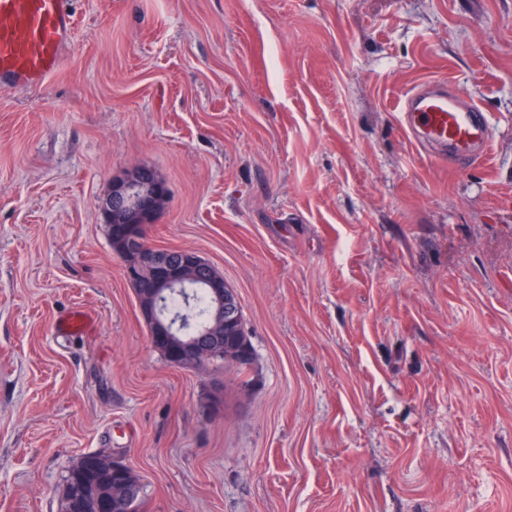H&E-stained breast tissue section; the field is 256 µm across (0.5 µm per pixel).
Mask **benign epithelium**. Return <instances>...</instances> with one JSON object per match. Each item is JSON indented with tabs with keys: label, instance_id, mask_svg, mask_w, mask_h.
Segmentation results:
<instances>
[{
	"label": "benign epithelium",
	"instance_id": "benign-epithelium-1",
	"mask_svg": "<svg viewBox=\"0 0 512 512\" xmlns=\"http://www.w3.org/2000/svg\"><path fill=\"white\" fill-rule=\"evenodd\" d=\"M165 199L166 188L159 177L148 168L134 167L112 184L102 207L104 223L111 229L116 253L123 261L124 278L136 296L151 346L169 365L180 369H204L218 355L237 365L236 350L224 352L225 332L234 331L233 290L227 287L224 274L188 249L170 264L149 242V227L161 215ZM197 281L208 289L213 311L201 335L182 336L173 319L161 311V298L177 284ZM114 484L124 500L135 497L142 487L137 472L121 456L106 459L93 453L84 455L68 470L69 512H112L108 492Z\"/></svg>",
	"mask_w": 512,
	"mask_h": 512
}]
</instances>
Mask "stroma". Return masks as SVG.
Listing matches in <instances>:
<instances>
[{
  "label": "stroma",
  "mask_w": 512,
  "mask_h": 512,
  "mask_svg": "<svg viewBox=\"0 0 512 512\" xmlns=\"http://www.w3.org/2000/svg\"><path fill=\"white\" fill-rule=\"evenodd\" d=\"M72 7L60 72L0 89V512H61L94 451L140 512H512V0ZM429 78L490 116L467 169L399 126ZM135 166L150 242L234 289L248 376L151 347L99 211Z\"/></svg>",
  "instance_id": "1"
}]
</instances>
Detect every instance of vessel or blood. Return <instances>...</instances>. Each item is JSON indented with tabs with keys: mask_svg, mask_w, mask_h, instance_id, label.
Returning a JSON list of instances; mask_svg holds the SVG:
<instances>
[{
	"mask_svg": "<svg viewBox=\"0 0 512 512\" xmlns=\"http://www.w3.org/2000/svg\"><path fill=\"white\" fill-rule=\"evenodd\" d=\"M74 32L69 0H0V87L28 89L53 77ZM400 105L403 130L429 158L458 168L486 155L488 115L447 83L422 81Z\"/></svg>",
	"mask_w": 512,
	"mask_h": 512,
	"instance_id": "b4317fda",
	"label": "vessel or blood"
}]
</instances>
